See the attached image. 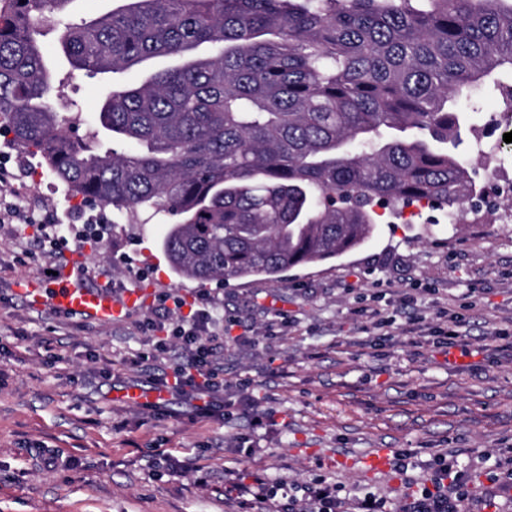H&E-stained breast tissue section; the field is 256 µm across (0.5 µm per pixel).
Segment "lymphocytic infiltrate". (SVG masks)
<instances>
[{
	"mask_svg": "<svg viewBox=\"0 0 512 512\" xmlns=\"http://www.w3.org/2000/svg\"><path fill=\"white\" fill-rule=\"evenodd\" d=\"M223 318L210 294H198L193 303L174 297L172 308L151 321L152 336L131 359L138 366L175 357L172 373H161L145 384V391L167 392L170 403L181 405L196 420L211 418L224 393V339L217 333ZM340 486L327 478L300 485L285 479L275 488L262 480L248 485L228 480L224 497L237 501L243 512L255 503L274 501V512H394L386 500L366 494L347 508ZM474 496V475L460 469L447 455L438 454L427 476L408 492L396 512H463Z\"/></svg>",
	"mask_w": 512,
	"mask_h": 512,
	"instance_id": "obj_1",
	"label": "lymphocytic infiltrate"
}]
</instances>
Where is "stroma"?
Wrapping results in <instances>:
<instances>
[{
	"mask_svg": "<svg viewBox=\"0 0 512 512\" xmlns=\"http://www.w3.org/2000/svg\"><path fill=\"white\" fill-rule=\"evenodd\" d=\"M45 47L65 75L66 99L92 125L103 82L69 75L54 35ZM486 141L512 173L511 123L495 92L470 93ZM26 167L0 186V205L27 212L18 235L0 232V512H237L224 498L225 476L304 483L315 475L341 483L344 497L372 493L400 506L406 480L425 475L433 454L512 448V223L494 219L454 226L439 210L405 220L385 216L360 248L331 261L262 279L199 284L176 277L162 252L161 221L127 223L112 214V236L89 250L96 287L106 278L124 291L151 288L193 300L216 296L224 308V412L198 422L123 401L120 385L153 371L129 365L157 316L148 302L121 321L65 316L30 305L18 288L43 282L50 246L36 226L47 215L71 222L79 198L36 158L0 136V162ZM464 316L469 354L434 345L429 332L403 333L407 318L439 308ZM392 318L377 339L360 309ZM292 320L283 326L282 317ZM274 408L275 421L252 425ZM55 451L67 466L51 470L32 447ZM378 448L407 450V475L370 470ZM189 462L180 478L155 466L159 454Z\"/></svg>",
	"mask_w": 512,
	"mask_h": 512,
	"instance_id": "1",
	"label": "stroma"
}]
</instances>
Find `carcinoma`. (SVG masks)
<instances>
[{
    "label": "carcinoma",
    "mask_w": 512,
    "mask_h": 512,
    "mask_svg": "<svg viewBox=\"0 0 512 512\" xmlns=\"http://www.w3.org/2000/svg\"><path fill=\"white\" fill-rule=\"evenodd\" d=\"M76 2L0 0V133L85 203L175 218L181 279L275 282L362 246L377 206L477 192L461 98L512 74V0H118L59 34L70 67L178 64L112 86L81 136L38 38Z\"/></svg>",
    "instance_id": "cac0c4a2"
}]
</instances>
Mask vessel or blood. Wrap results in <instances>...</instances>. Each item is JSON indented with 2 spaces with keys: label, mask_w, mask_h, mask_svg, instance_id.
I'll return each instance as SVG.
<instances>
[{
  "label": "vessel or blood",
  "mask_w": 512,
  "mask_h": 512,
  "mask_svg": "<svg viewBox=\"0 0 512 512\" xmlns=\"http://www.w3.org/2000/svg\"><path fill=\"white\" fill-rule=\"evenodd\" d=\"M86 253H71L68 263L61 268L58 276L45 285L29 283L22 287V295L34 306H50L85 314L103 322L118 321L139 308L146 301L144 292L128 293L123 299H116L105 290L84 286L76 277L77 268L87 265Z\"/></svg>",
  "instance_id": "obj_1"
}]
</instances>
